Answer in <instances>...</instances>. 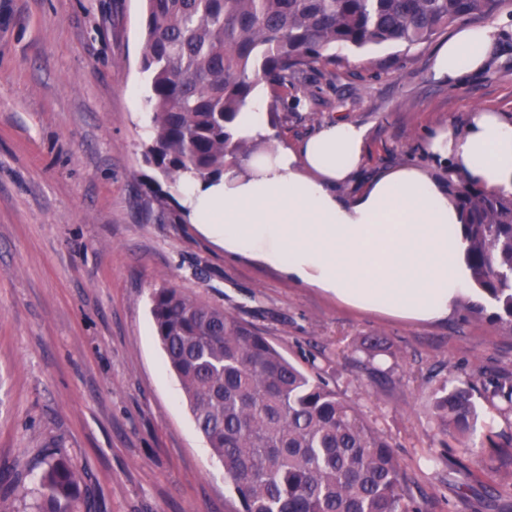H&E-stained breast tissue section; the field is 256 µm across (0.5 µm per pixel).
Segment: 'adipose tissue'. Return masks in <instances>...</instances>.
Instances as JSON below:
<instances>
[{"mask_svg":"<svg viewBox=\"0 0 512 512\" xmlns=\"http://www.w3.org/2000/svg\"><path fill=\"white\" fill-rule=\"evenodd\" d=\"M500 27L464 26L433 57L438 76L466 78L486 68ZM238 137L261 148L216 183H180L192 223L225 253L270 266L364 311L419 321L447 318L471 273L461 216L442 184L404 166L375 175L341 197L362 160L364 127L326 123L295 147L274 136L262 93L235 120ZM429 150L487 190L512 194V124L476 113L463 134L440 132Z\"/></svg>","mask_w":512,"mask_h":512,"instance_id":"ef3b65f1","label":"adipose tissue"}]
</instances>
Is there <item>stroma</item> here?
Masks as SVG:
<instances>
[{"label": "stroma", "mask_w": 512, "mask_h": 512, "mask_svg": "<svg viewBox=\"0 0 512 512\" xmlns=\"http://www.w3.org/2000/svg\"><path fill=\"white\" fill-rule=\"evenodd\" d=\"M142 20V0H0V496L24 508L59 452L87 512H237L154 333L151 294L166 286L256 326L300 367L317 359L426 512H512L467 486L488 465L512 482V447L485 440L512 431L487 400L512 383V335L462 300L431 322L359 311L169 223L142 157ZM496 21L497 67L456 83L434 74L431 44L330 49L281 100L259 83L279 145L348 121L367 131L361 179L407 165L444 177L429 134L462 132L479 109L512 123V16ZM451 379L476 383L482 448L454 474L429 416Z\"/></svg>", "instance_id": "obj_1"}]
</instances>
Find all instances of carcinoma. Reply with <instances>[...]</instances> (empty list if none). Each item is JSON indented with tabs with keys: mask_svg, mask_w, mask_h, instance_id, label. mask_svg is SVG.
Here are the masks:
<instances>
[{
	"mask_svg": "<svg viewBox=\"0 0 512 512\" xmlns=\"http://www.w3.org/2000/svg\"><path fill=\"white\" fill-rule=\"evenodd\" d=\"M141 68L150 75L152 134L145 163L172 186L191 172L223 176L255 145L233 123L254 86L293 85L302 67L338 45L363 50L430 43L463 19L512 15V0H144ZM448 196L463 216L475 299L471 313L512 333V194L483 189L448 169ZM154 332L178 376L196 428L224 467L239 512H424L406 492L388 439L320 377L290 362L251 325L177 288H157ZM490 403L512 415V384ZM438 432L460 453L476 449L473 388L432 395ZM32 512H76L86 493L61 454L43 457ZM471 481L512 498V487Z\"/></svg>",
	"mask_w": 512,
	"mask_h": 512,
	"instance_id": "1",
	"label": "carcinoma"
}]
</instances>
